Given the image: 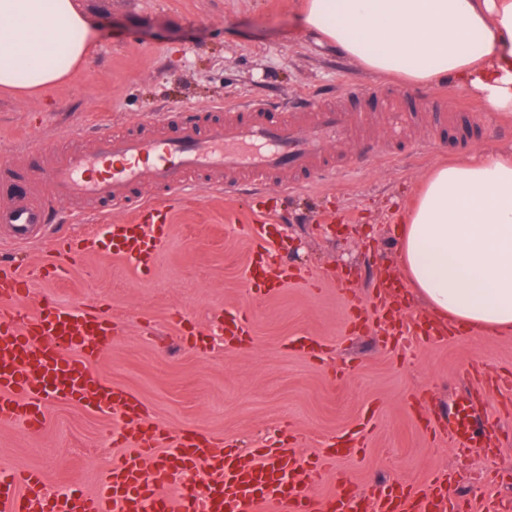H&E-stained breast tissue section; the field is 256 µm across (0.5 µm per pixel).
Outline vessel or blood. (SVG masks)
Returning <instances> with one entry per match:
<instances>
[{"label":"vessel or blood","instance_id":"vessel-or-blood-1","mask_svg":"<svg viewBox=\"0 0 512 512\" xmlns=\"http://www.w3.org/2000/svg\"><path fill=\"white\" fill-rule=\"evenodd\" d=\"M382 113L390 146L406 150L404 132L417 110L404 107L398 93L380 85L348 84L335 97L302 96L297 102L273 104L244 100L227 107L223 121L204 123L187 108L148 112L135 133L102 130L91 133L80 150H60L29 142L33 158L22 169L0 163V228L11 244L34 243L50 227V213L61 203L81 200L96 212L119 206L129 211L125 224H107L113 254L148 273L170 225L172 207L185 191L206 185L262 193L275 178H284L283 194L314 186L328 174L343 170L332 146L360 136L374 113ZM150 186L151 198L140 189ZM256 246L245 282L261 293L267 280H296V273L278 272L271 247V225H250ZM82 237H57L42 264V276L59 278V255H75ZM386 314L395 336H430L432 324L408 319L392 299L405 283L393 270L378 281ZM27 275L13 261L0 257V426L21 425L32 432L46 422L55 400L113 415V443L126 447L102 475L94 494L66 491L51 494L40 472L0 469V512H458L446 493L447 477L432 476L414 491L393 482L378 491L354 495L347 474L337 468L353 454L352 444H329L309 466L290 448L259 450L242 455L218 437L184 430L165 438L157 430L138 427V403L132 395L105 383L92 363L114 327L106 315L74 311L43 297L29 306ZM477 405L467 399L448 416V435L455 451L488 449L492 437L486 424H474ZM205 468L206 481L188 475ZM324 470L337 471L336 487L327 502L308 490L306 478Z\"/></svg>","mask_w":512,"mask_h":512}]
</instances>
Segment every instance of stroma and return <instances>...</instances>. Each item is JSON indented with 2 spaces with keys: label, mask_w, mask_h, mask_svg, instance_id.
<instances>
[{
  "label": "stroma",
  "mask_w": 512,
  "mask_h": 512,
  "mask_svg": "<svg viewBox=\"0 0 512 512\" xmlns=\"http://www.w3.org/2000/svg\"><path fill=\"white\" fill-rule=\"evenodd\" d=\"M93 45L80 74L40 95L0 92V159L27 163L25 144L52 141L63 123L134 129L146 112L191 105L207 108L240 98L288 99L335 93L348 82L380 75L342 54L301 19L304 0H76ZM413 99L467 107L481 124L475 147L447 152L428 145L427 126L408 128L420 154L361 161L343 181H326L286 201L293 223L281 228L289 264L308 270L317 286L300 282L265 295L245 286L255 242L244 226L255 220L246 196H188L174 209L168 236L150 275L113 256L98 240L65 262L60 280L40 268L49 241L17 254L29 276L32 301L44 295L72 309L95 307L116 326L97 363L105 380L146 407V425L165 433L196 429L247 452L290 436L302 458L333 437L367 429L364 448L344 468L360 490L385 481L420 484L436 471L449 489L477 498L512 501V484L486 486L479 470L512 471V398L487 400L502 433L495 458L454 453L443 434L427 431L418 407L447 419L457 401L480 391L464 368L512 370V333L465 329L421 345L389 344L379 328L351 333L336 293L345 280L360 298L375 297L377 265L399 268V223L438 164L512 153V118L487 111L453 81L403 86ZM240 311L251 333L227 343L219 326ZM195 327L196 337L184 334ZM308 337L328 344L321 358L290 342ZM112 417L57 401L44 428L0 427V466L42 472L49 491L93 492L100 471L123 454L112 444Z\"/></svg>",
  "instance_id": "stroma-1"
}]
</instances>
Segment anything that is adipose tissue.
Returning a JSON list of instances; mask_svg holds the SVG:
<instances>
[{"mask_svg": "<svg viewBox=\"0 0 512 512\" xmlns=\"http://www.w3.org/2000/svg\"><path fill=\"white\" fill-rule=\"evenodd\" d=\"M303 22L373 73L449 78L487 110L512 112V0H308ZM89 33L75 0H0V89L42 94L73 80ZM399 254L432 315L512 331V160L437 167Z\"/></svg>", "mask_w": 512, "mask_h": 512, "instance_id": "adipose-tissue-1", "label": "adipose tissue"}]
</instances>
